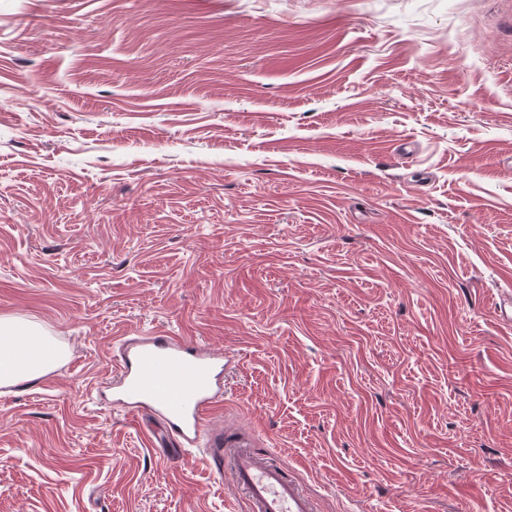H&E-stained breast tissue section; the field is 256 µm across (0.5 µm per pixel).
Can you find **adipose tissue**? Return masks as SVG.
I'll return each instance as SVG.
<instances>
[{"mask_svg":"<svg viewBox=\"0 0 512 512\" xmlns=\"http://www.w3.org/2000/svg\"><path fill=\"white\" fill-rule=\"evenodd\" d=\"M62 356V350L38 326L16 317L0 316V386L44 376Z\"/></svg>","mask_w":512,"mask_h":512,"instance_id":"obj_1","label":"adipose tissue"}]
</instances>
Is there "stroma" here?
<instances>
[{
  "mask_svg": "<svg viewBox=\"0 0 512 512\" xmlns=\"http://www.w3.org/2000/svg\"><path fill=\"white\" fill-rule=\"evenodd\" d=\"M512 0H0V512H250L114 339L224 352L319 512H512ZM63 351L31 323L0 316V386L34 380L51 372Z\"/></svg>",
  "mask_w": 512,
  "mask_h": 512,
  "instance_id": "stroma-1",
  "label": "stroma"
}]
</instances>
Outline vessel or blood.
Returning a JSON list of instances; mask_svg holds the SVG:
<instances>
[{"label":"vessel or blood","instance_id":"vessel-or-blood-1","mask_svg":"<svg viewBox=\"0 0 512 512\" xmlns=\"http://www.w3.org/2000/svg\"><path fill=\"white\" fill-rule=\"evenodd\" d=\"M118 347L112 363L117 404L155 412L175 446L202 449L204 461L228 465L250 512H317L314 500L280 463L254 453L245 437L228 443L223 432L212 430L224 382L223 356L166 330L122 338Z\"/></svg>","mask_w":512,"mask_h":512}]
</instances>
